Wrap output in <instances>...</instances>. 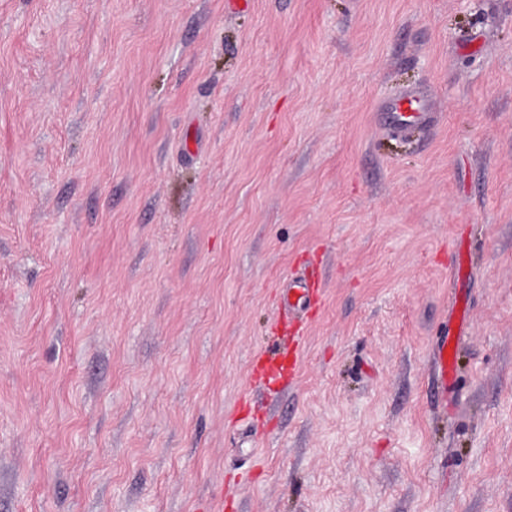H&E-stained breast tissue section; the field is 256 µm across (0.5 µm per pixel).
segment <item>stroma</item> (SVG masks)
<instances>
[{
	"instance_id": "obj_1",
	"label": "stroma",
	"mask_w": 512,
	"mask_h": 512,
	"mask_svg": "<svg viewBox=\"0 0 512 512\" xmlns=\"http://www.w3.org/2000/svg\"><path fill=\"white\" fill-rule=\"evenodd\" d=\"M0 512H512V0H0ZM406 105V108H404ZM410 111V112H409ZM429 108V102L423 92L411 89L404 92L394 103L390 118L394 127L417 125L426 126L431 123L434 114ZM320 288V264L316 259H310L301 274L283 288L277 321V326L282 329V339L273 351L257 358L252 377L254 384L276 393L294 381L305 314L319 303ZM434 353V366L438 385L435 397L444 412H448V395L454 387V375L448 374V344L454 340L451 336L450 322L442 329Z\"/></svg>"
}]
</instances>
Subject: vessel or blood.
<instances>
[{
    "label": "vessel or blood",
    "mask_w": 512,
    "mask_h": 512,
    "mask_svg": "<svg viewBox=\"0 0 512 512\" xmlns=\"http://www.w3.org/2000/svg\"><path fill=\"white\" fill-rule=\"evenodd\" d=\"M434 117L423 92L411 89L395 102L390 114L393 126H425ZM320 264L309 260L302 272L285 286L280 301L277 321L282 339L276 348L261 354L254 365L253 382L276 393L288 387L295 378L300 358V344L307 310L315 307L321 298ZM452 340L450 328H443L434 353L438 385L435 397L440 407H447L448 396L454 386V377L448 372V345Z\"/></svg>",
    "instance_id": "b4317fda"
}]
</instances>
